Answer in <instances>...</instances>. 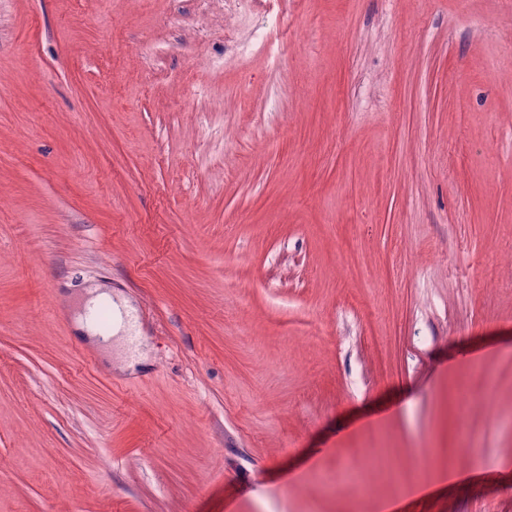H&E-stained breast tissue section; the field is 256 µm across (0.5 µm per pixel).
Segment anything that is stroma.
Returning <instances> with one entry per match:
<instances>
[{
  "mask_svg": "<svg viewBox=\"0 0 512 512\" xmlns=\"http://www.w3.org/2000/svg\"><path fill=\"white\" fill-rule=\"evenodd\" d=\"M0 250V512H512V0H0ZM105 296V293L97 294V297L89 301L87 308H92L100 301V299ZM84 317L86 322H89L103 333H106L111 328V325L113 329L117 324L115 312L111 310V308L107 305H99L95 308L87 310ZM390 455L387 448L367 446L354 448L342 463L341 469L346 477L359 482L367 468H380L389 464Z\"/></svg>",
  "mask_w": 512,
  "mask_h": 512,
  "instance_id": "1",
  "label": "stroma"
}]
</instances>
